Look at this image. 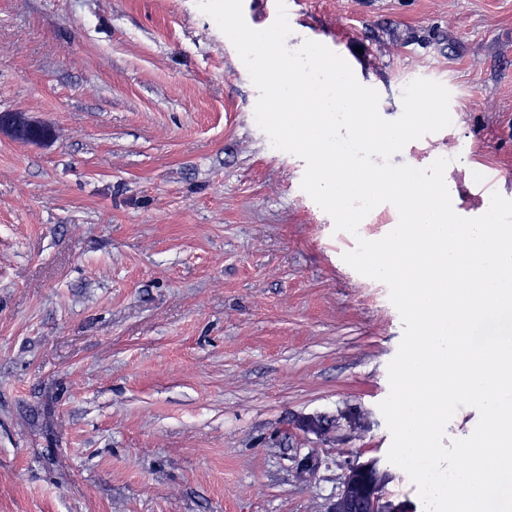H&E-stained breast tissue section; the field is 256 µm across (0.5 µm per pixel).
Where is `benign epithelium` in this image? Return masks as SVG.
Returning a JSON list of instances; mask_svg holds the SVG:
<instances>
[{
    "label": "benign epithelium",
    "instance_id": "1",
    "mask_svg": "<svg viewBox=\"0 0 512 512\" xmlns=\"http://www.w3.org/2000/svg\"><path fill=\"white\" fill-rule=\"evenodd\" d=\"M26 144H45L53 140L54 131L46 123L25 112H0V136ZM297 428L325 441L318 416H302ZM321 460L312 453L297 461V473L305 479L314 474ZM389 481L386 470L377 461L354 462L347 466L338 492L329 497L324 512H412L405 502H395L385 493Z\"/></svg>",
    "mask_w": 512,
    "mask_h": 512
}]
</instances>
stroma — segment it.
I'll use <instances>...</instances> for the list:
<instances>
[{"label": "stroma", "instance_id": "35a3bbf8", "mask_svg": "<svg viewBox=\"0 0 512 512\" xmlns=\"http://www.w3.org/2000/svg\"><path fill=\"white\" fill-rule=\"evenodd\" d=\"M288 5V46L337 51L383 118L450 86L451 125L393 163L465 160L467 218L485 175L512 199V0ZM257 99L197 0H0V112L56 133L0 137V512H323L370 459L424 512L379 410L400 315ZM352 409L337 445L293 426ZM26 144H45L53 140L54 131L46 123L25 112H0V136Z\"/></svg>", "mask_w": 512, "mask_h": 512}]
</instances>
